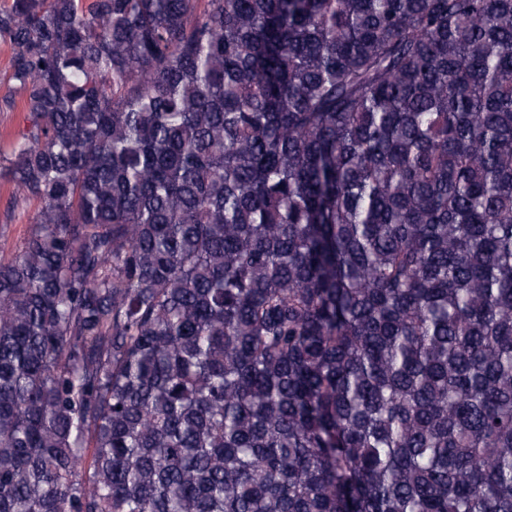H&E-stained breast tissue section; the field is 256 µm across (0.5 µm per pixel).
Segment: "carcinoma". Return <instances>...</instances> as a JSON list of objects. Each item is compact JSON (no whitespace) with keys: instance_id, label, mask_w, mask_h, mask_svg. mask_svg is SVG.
<instances>
[{"instance_id":"cac0c4a2","label":"carcinoma","mask_w":512,"mask_h":512,"mask_svg":"<svg viewBox=\"0 0 512 512\" xmlns=\"http://www.w3.org/2000/svg\"><path fill=\"white\" fill-rule=\"evenodd\" d=\"M0 512H512V0H10ZM13 95L18 102V108L13 112H0V148L4 152L8 151L12 138L26 125V112H22L20 107L23 100V92L15 89ZM13 187L5 179L0 178V242L4 250L0 258H11L21 246L28 233L30 219L34 215V203L11 204Z\"/></svg>"}]
</instances>
